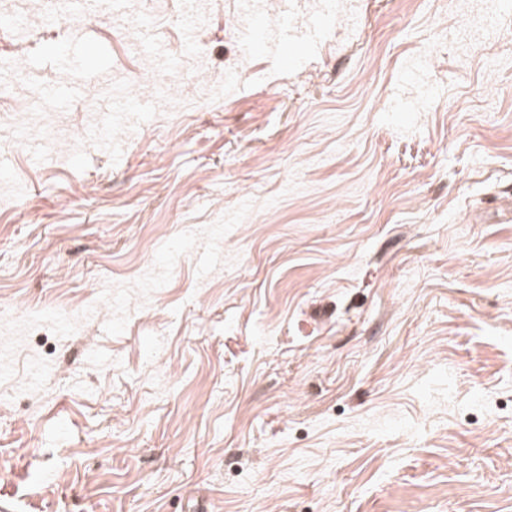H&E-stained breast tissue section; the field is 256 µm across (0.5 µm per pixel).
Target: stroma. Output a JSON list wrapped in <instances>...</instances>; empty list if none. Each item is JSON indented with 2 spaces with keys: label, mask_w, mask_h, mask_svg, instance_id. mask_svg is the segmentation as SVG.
<instances>
[{
  "label": "stroma",
  "mask_w": 512,
  "mask_h": 512,
  "mask_svg": "<svg viewBox=\"0 0 512 512\" xmlns=\"http://www.w3.org/2000/svg\"><path fill=\"white\" fill-rule=\"evenodd\" d=\"M209 2L185 112L104 139L107 75L153 98L125 16L175 52L182 0L58 27L0 0L30 17L0 81V512H512V13L358 0L234 88L237 0ZM77 30L104 61L60 123L37 89Z\"/></svg>",
  "instance_id": "1"
}]
</instances>
